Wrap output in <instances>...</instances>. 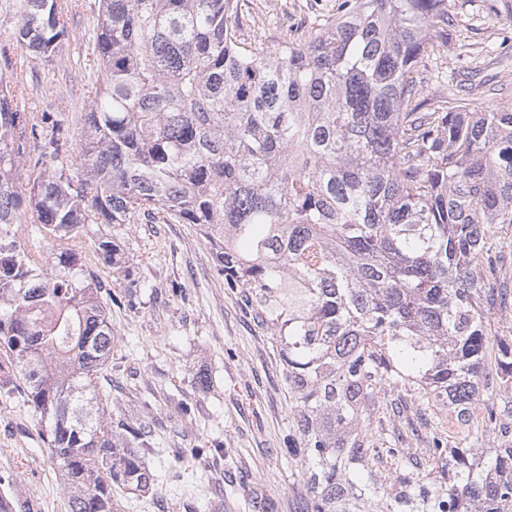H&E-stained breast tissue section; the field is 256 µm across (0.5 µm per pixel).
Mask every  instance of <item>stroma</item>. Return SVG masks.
Returning <instances> with one entry per match:
<instances>
[{
  "label": "stroma",
  "instance_id": "obj_1",
  "mask_svg": "<svg viewBox=\"0 0 512 512\" xmlns=\"http://www.w3.org/2000/svg\"><path fill=\"white\" fill-rule=\"evenodd\" d=\"M334 3L239 0L236 34L273 49L283 37L308 36ZM59 5L70 40L28 82L21 111L52 109L97 77L98 0ZM448 14V44L429 65L421 98L434 106L456 96L477 111L512 104V0H448ZM113 234L132 275L111 285L107 371L121 386L108 409L113 419L148 426L155 445L144 461L156 475L155 488L140 495L113 487L118 512H254L262 498L277 512H301L308 486L283 443L297 408L268 330L239 290L225 286L195 225L143 220ZM197 448L212 454L193 459ZM0 492L27 501L31 512H68L65 483L17 390H0Z\"/></svg>",
  "mask_w": 512,
  "mask_h": 512
}]
</instances>
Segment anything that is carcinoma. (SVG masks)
<instances>
[{
	"mask_svg": "<svg viewBox=\"0 0 512 512\" xmlns=\"http://www.w3.org/2000/svg\"><path fill=\"white\" fill-rule=\"evenodd\" d=\"M236 9L98 0V80L65 119L20 111L14 77L17 46L47 65L68 43L57 0H0V372L23 387L69 512H112L113 486L155 485L150 431L113 421L102 384L105 278L131 275L112 225L142 218L196 225L270 331L297 404L284 444L305 512H512L511 444L435 427L427 481L402 442L363 430L387 387L461 423L512 383V341L483 367L492 314L512 309L494 247L512 226V104L422 111L448 0H336L310 37L272 51L239 42ZM0 512L30 508L1 493Z\"/></svg>",
	"mask_w": 512,
	"mask_h": 512,
	"instance_id": "1",
	"label": "carcinoma"
}]
</instances>
